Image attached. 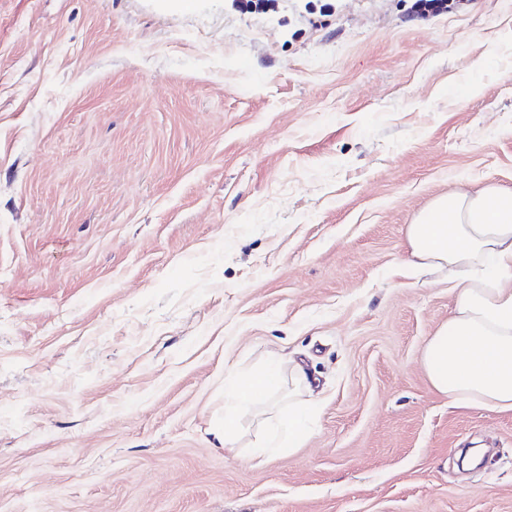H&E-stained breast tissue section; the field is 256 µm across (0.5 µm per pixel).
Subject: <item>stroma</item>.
Instances as JSON below:
<instances>
[{
	"label": "stroma",
	"mask_w": 512,
	"mask_h": 512,
	"mask_svg": "<svg viewBox=\"0 0 512 512\" xmlns=\"http://www.w3.org/2000/svg\"><path fill=\"white\" fill-rule=\"evenodd\" d=\"M0 0V512H512V412L421 366L405 229L512 190V0ZM313 379L224 448L225 389ZM411 2V14L417 19H428L447 14L460 4V1L456 0H412ZM308 408L297 400L288 401V407L278 408L275 412L278 433L275 448L259 445L253 448V456L260 458L278 448H301L308 437L305 416Z\"/></svg>",
	"instance_id": "obj_1"
}]
</instances>
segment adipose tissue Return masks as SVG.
I'll use <instances>...</instances> for the list:
<instances>
[{
  "instance_id": "1",
  "label": "adipose tissue",
  "mask_w": 512,
  "mask_h": 512,
  "mask_svg": "<svg viewBox=\"0 0 512 512\" xmlns=\"http://www.w3.org/2000/svg\"><path fill=\"white\" fill-rule=\"evenodd\" d=\"M504 190L437 197L406 227L416 266L457 277L455 307L426 341L424 372L436 392L454 403L512 412V205H500ZM267 367L238 377L229 390L224 444L239 431V409L281 384ZM307 409L297 400L275 413L281 448L302 447Z\"/></svg>"
}]
</instances>
